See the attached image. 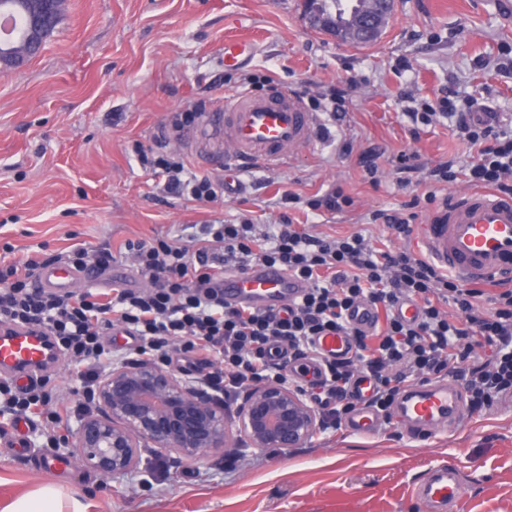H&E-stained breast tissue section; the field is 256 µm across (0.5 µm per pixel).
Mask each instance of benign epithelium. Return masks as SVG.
Returning <instances> with one entry per match:
<instances>
[{"instance_id": "1", "label": "benign epithelium", "mask_w": 512, "mask_h": 512, "mask_svg": "<svg viewBox=\"0 0 512 512\" xmlns=\"http://www.w3.org/2000/svg\"><path fill=\"white\" fill-rule=\"evenodd\" d=\"M63 0H37L23 49L0 43V73L23 68L42 48L47 18L62 12ZM349 30L338 38L369 44L389 20V0L356 5ZM93 412L79 418L68 447L79 462L102 474L137 467L138 448L148 443L161 453L194 460L230 448H303L321 429V416L303 392L268 380L252 389L233 411L175 373L151 361L112 366L95 390Z\"/></svg>"}]
</instances>
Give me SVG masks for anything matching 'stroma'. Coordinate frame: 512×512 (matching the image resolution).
<instances>
[{
  "label": "stroma",
  "mask_w": 512,
  "mask_h": 512,
  "mask_svg": "<svg viewBox=\"0 0 512 512\" xmlns=\"http://www.w3.org/2000/svg\"><path fill=\"white\" fill-rule=\"evenodd\" d=\"M496 0H394L393 17L372 45L345 44L310 26L304 0H66L41 53L0 74V255L19 258L48 244L119 248L163 234L187 241L193 224L284 215L316 231H359L378 249L401 239L371 223L377 209L418 201V223L434 210L416 182L439 162L463 165L469 149L449 120L410 140L404 108L446 95L475 98L499 112L512 133V22ZM254 45L249 62L224 66V40ZM350 84L332 107L338 78ZM300 94L322 133L303 149L252 169L238 190L210 200L164 192L139 162L136 146L164 138L163 150L199 177L224 176L226 145L200 144L205 117L241 92ZM415 153L413 182L401 185L394 158ZM374 159L377 183L365 175ZM343 190L355 204L318 212L310 202ZM294 201H286V194ZM40 423L0 438V512L49 486L61 512H424L416 483L436 466L456 469L461 499L447 512H512V399L468 415L448 432L416 441L400 427L371 437L317 433L303 448L263 462L243 448L235 470L211 451L197 460L140 450L136 470L103 475L74 464L42 437Z\"/></svg>",
  "instance_id": "stroma-1"
}]
</instances>
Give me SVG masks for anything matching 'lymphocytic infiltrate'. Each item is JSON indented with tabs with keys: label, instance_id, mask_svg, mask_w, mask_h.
I'll use <instances>...</instances> for the list:
<instances>
[{
	"label": "lymphocytic infiltrate",
	"instance_id": "lymphocytic-infiltrate-1",
	"mask_svg": "<svg viewBox=\"0 0 512 512\" xmlns=\"http://www.w3.org/2000/svg\"><path fill=\"white\" fill-rule=\"evenodd\" d=\"M411 139L439 119L455 120L472 154L464 172L454 161L431 168L426 183L445 186L465 175L469 184L512 196V136L495 112L456 111L449 97L409 112ZM169 194L196 199L215 195V183L187 175L183 163L157 158ZM132 258L143 282L139 288L55 291L37 285V256L0 259V323L41 329L52 336L72 367L74 385L62 396L34 383L15 388L0 381V417L43 418L53 430L70 428L99 378L129 354L168 361L171 345L198 355L196 378L207 390L231 399L270 378L301 383L323 414V430L341 431L359 398L356 378L370 382L369 403L384 421L409 381L452 377L465 383L470 412L490 411L512 396V284L492 290L468 287L435 268L417 252L372 248L359 232L319 235L292 222L257 232L249 220L203 224L188 245L166 237L128 240L118 251L93 252L77 245L72 267L103 272L115 255ZM273 264L305 285L301 298L279 310H250L224 303L225 271ZM420 304L403 318L399 307ZM367 305L371 331L353 327L352 311ZM119 325L132 335L129 350L111 349L105 336ZM349 336L350 357L327 362L320 379L299 381L291 365L315 361L316 340L329 333ZM488 349L473 362L475 348Z\"/></svg>",
	"mask_w": 512,
	"mask_h": 512
}]
</instances>
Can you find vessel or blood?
<instances>
[{"label":"vessel or blood","mask_w":512,"mask_h":512,"mask_svg":"<svg viewBox=\"0 0 512 512\" xmlns=\"http://www.w3.org/2000/svg\"><path fill=\"white\" fill-rule=\"evenodd\" d=\"M253 52L251 41L231 38L224 42V64L241 65ZM207 125L213 135H224L240 165L259 159L278 161L286 153L308 144L318 126L316 113L307 110L301 96L277 93L267 97L248 94L226 98L223 112L211 114ZM419 242L427 258L459 282L479 279H512V197L491 191L472 190L434 211L420 227ZM84 272L58 265L39 275L47 288L63 289L85 280ZM302 284L277 266H253L245 272L224 275V300L237 307L279 309L289 305ZM321 356L341 359L350 344L340 333L320 337ZM61 359L58 346L46 332L0 324V376L32 381ZM465 410L462 389L447 380L406 388L394 413L403 431L424 440L458 422ZM350 434L371 436L378 429L377 416L367 408L351 415ZM463 493L455 469H431L416 486L415 498L428 512H445Z\"/></svg>","instance_id":"obj_1"}]
</instances>
